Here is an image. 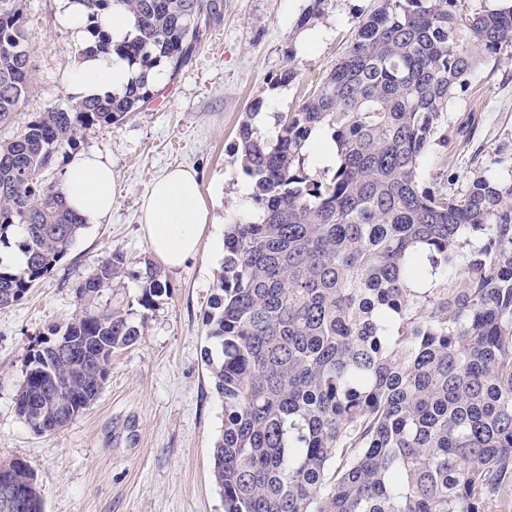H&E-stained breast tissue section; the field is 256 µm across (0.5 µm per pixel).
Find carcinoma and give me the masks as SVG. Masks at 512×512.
Instances as JSON below:
<instances>
[{
    "label": "carcinoma",
    "instance_id": "cac0c4a2",
    "mask_svg": "<svg viewBox=\"0 0 512 512\" xmlns=\"http://www.w3.org/2000/svg\"><path fill=\"white\" fill-rule=\"evenodd\" d=\"M93 21L121 9L135 34L95 25L80 55L112 53L139 70L121 95L77 99L0 138V307L21 301L67 254L86 220L46 179L90 129L148 106L156 68L176 74L215 0H78ZM459 0H379L316 92L271 140L238 129L237 160L262 215L224 230L205 350L224 403L212 476L224 512H485L512 494V179L485 167L457 193L420 185L448 102L485 58L512 48V0L467 14ZM17 0H0V127L13 124L34 66ZM327 128L338 164L306 166ZM119 253L78 286L98 294L124 271ZM138 304L155 310L167 284L138 274ZM118 309L83 310L24 356L18 415L39 410L53 381L77 376L59 401L83 414L112 350L141 336ZM0 471L41 499L28 465Z\"/></svg>",
    "mask_w": 512,
    "mask_h": 512
}]
</instances>
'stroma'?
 Here are the masks:
<instances>
[{
  "label": "stroma",
  "instance_id": "1",
  "mask_svg": "<svg viewBox=\"0 0 512 512\" xmlns=\"http://www.w3.org/2000/svg\"><path fill=\"white\" fill-rule=\"evenodd\" d=\"M195 55L147 108L109 127L88 131L78 150L112 159L117 197L108 220L85 225L66 256L18 303L0 308V461L23 460L34 474L44 512H224L213 482V447L224 428L204 351V314L213 272L224 259V227L257 216L242 205L247 176L232 155L250 108L268 116L270 138L282 116L298 111L348 50L357 23L375 0H324L309 27L322 38L302 48L297 20L313 0H218ZM34 64L22 113L0 128L12 136L27 114L67 107L65 77L81 45L59 20L58 0H19ZM292 81H283L287 69ZM443 141L420 162V180L438 192L464 187L467 172L512 147V50L488 57L449 103ZM185 167L200 181L209 220L199 252L182 268H162L169 286L149 314L139 341L115 350L97 401L61 430L33 432L16 411L24 355L52 324L83 309L139 313L138 274L154 262L140 206L167 168ZM122 275L85 301L76 289L112 253Z\"/></svg>",
  "mask_w": 512,
  "mask_h": 512
}]
</instances>
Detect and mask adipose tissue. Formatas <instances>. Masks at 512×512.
<instances>
[{"label": "adipose tissue", "mask_w": 512, "mask_h": 512, "mask_svg": "<svg viewBox=\"0 0 512 512\" xmlns=\"http://www.w3.org/2000/svg\"><path fill=\"white\" fill-rule=\"evenodd\" d=\"M132 79L128 64L112 54L85 57L68 74L70 86L86 98L113 90H125ZM67 205L90 222L112 212L116 194L112 164L98 152L70 155L61 174ZM207 219L199 182L186 168H176L152 184L143 203V222L149 248L165 267H181L200 249Z\"/></svg>", "instance_id": "adipose-tissue-1"}]
</instances>
